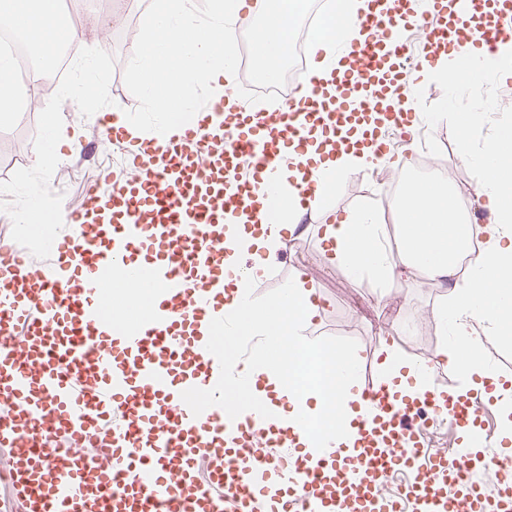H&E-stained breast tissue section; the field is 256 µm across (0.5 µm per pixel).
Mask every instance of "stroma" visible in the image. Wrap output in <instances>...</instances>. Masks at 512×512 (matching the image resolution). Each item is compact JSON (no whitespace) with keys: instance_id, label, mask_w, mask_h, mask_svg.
<instances>
[{"instance_id":"obj_1","label":"stroma","mask_w":512,"mask_h":512,"mask_svg":"<svg viewBox=\"0 0 512 512\" xmlns=\"http://www.w3.org/2000/svg\"><path fill=\"white\" fill-rule=\"evenodd\" d=\"M75 13L90 14L108 30L112 50L101 54L98 37H87L84 25L73 28L79 57L91 60L99 83L92 93L96 106L82 111L73 107L66 97L65 85L41 76L36 89L41 94V109L18 113L16 119L0 125V238L28 255L39 256L44 263H52L53 254L44 249L39 240L26 233L16 220L24 195L37 185L49 186L56 200L70 208H80L103 170L111 169L121 152L116 147H100L95 163L82 162L75 148L62 150L63 162L71 166L65 182H58L56 169L33 167L30 158L45 134L44 114L53 112L58 123L77 127L81 141H88V128L97 126L112 104H120L128 119L136 125L154 126L162 119L153 102L143 91V78L136 67L146 50L145 29L151 8L150 0H72ZM432 98L428 111L439 112L450 107L454 119L427 124L418 147L433 143L445 145L450 169L460 188L469 190L467 204L462 207L469 217H476L486 209L484 200L476 193L479 174L459 154L456 117L471 112L479 103L491 100L490 93L476 92L449 101L447 86L434 81L425 86ZM382 168L355 174L338 185L334 195L326 201L328 207L343 211L362 204L371 205L381 224H400L399 214L389 213L387 189L381 179ZM319 224H309L291 251L277 252L268 265V280L255 284L252 290L256 301L266 302L277 296L297 273H305L307 286L319 291L321 308L312 325L303 335L311 350H360L364 362L379 365L383 350L380 340L396 320L413 324L412 337L397 335L398 354L408 363L433 365L436 351L443 345V331L429 318L439 305L447 303L452 284L445 279H428L427 275H399L380 284L364 277H352L344 268L331 266L322 258ZM401 296L402 302L395 314H388L387 305L392 296Z\"/></svg>"}]
</instances>
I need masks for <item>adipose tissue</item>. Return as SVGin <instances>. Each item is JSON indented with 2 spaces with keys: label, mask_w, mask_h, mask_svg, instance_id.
Masks as SVG:
<instances>
[{
  "label": "adipose tissue",
  "mask_w": 512,
  "mask_h": 512,
  "mask_svg": "<svg viewBox=\"0 0 512 512\" xmlns=\"http://www.w3.org/2000/svg\"><path fill=\"white\" fill-rule=\"evenodd\" d=\"M368 0H345L343 12L349 23L341 35L313 36L309 58L314 70L330 75L347 48L358 37L350 20ZM262 19L257 39V64L263 77L275 79L276 60L285 50L284 32L288 20L282 0H209L206 14H199L196 0H157L147 27V51L139 62L146 95L164 114L160 133L177 131L189 115L198 86L212 89V101H223L233 88L235 67L228 47L241 14ZM56 0H0V24L15 28L36 47L47 45L54 34ZM422 80H451V98L473 89L493 90L512 77V42L499 48L495 58H487L476 46H468L454 60L439 59L420 74ZM484 113L468 114L458 126L463 159L480 176L478 192L498 215L491 228L488 245L467 265H460L469 227L465 215L449 196L434 185L412 184L401 201L404 220L397 258H390L383 240V228L373 209L360 207L321 227L325 258L345 268L353 277L370 276L384 281L407 268L430 278H448L453 291L447 304L434 311L437 322L448 329L446 342L435 354L440 367L456 370L463 378L462 391L484 390L492 386L501 415L512 412V388L487 361L483 334H512V122L498 123L487 143L476 144L472 132L483 125ZM49 132L36 150L33 163L47 169L60 160L61 146L78 138L77 130L58 124L53 114L45 116ZM372 157L349 153L327 159L321 165L319 196H327L349 175L373 167ZM286 189L276 185L262 199L270 212L269 226L248 240L257 258L246 279L224 307L233 320L236 334L227 338L228 347L252 343L248 358L238 363L239 391L251 392L256 414L275 412L281 424L297 426L312 448H332L347 432L355 414L353 391L356 371L361 365L358 352L331 355L328 363L306 383H299L290 367L307 346L301 336L303 325L311 323L318 306L306 286L304 276H296L278 297L256 302L250 285L266 273L265 259L282 247V230L291 224L295 208L286 203ZM123 283L126 307L115 316L116 326L125 318L146 313L154 299L144 277L120 279L117 274L103 278L104 287ZM406 362L388 344L380 362L381 376L401 396L414 398L432 382L430 370L407 378Z\"/></svg>",
  "instance_id": "ef3b65f1"
}]
</instances>
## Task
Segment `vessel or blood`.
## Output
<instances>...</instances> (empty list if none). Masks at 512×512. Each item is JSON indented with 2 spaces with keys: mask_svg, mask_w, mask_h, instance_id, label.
Wrapping results in <instances>:
<instances>
[{
  "mask_svg": "<svg viewBox=\"0 0 512 512\" xmlns=\"http://www.w3.org/2000/svg\"><path fill=\"white\" fill-rule=\"evenodd\" d=\"M470 2L494 56L512 40V0ZM458 4L383 0L355 18L362 38L334 90L306 63L278 92L277 117L240 103L221 116L203 100L179 134L139 142L135 179L106 173L82 208L63 211L74 227L54 256L65 278L0 243V447L21 512H512L511 455L460 458L498 478L489 500L422 440L426 410L479 445L490 392L441 382L408 402L368 374L350 454L308 450L291 429L269 438L268 419L225 408L233 370L213 343L215 328L234 333L220 302L252 260L229 245L241 220L261 232L259 195L294 173L291 202L311 220L322 161L354 146L388 154L415 132L385 79L408 90L411 75L465 46L451 22ZM110 269L149 271L158 289L148 319L118 340L97 287ZM396 473L401 494L377 498L374 484Z\"/></svg>",
  "mask_w": 512,
  "mask_h": 512,
  "instance_id": "1",
  "label": "vessel or blood"
}]
</instances>
